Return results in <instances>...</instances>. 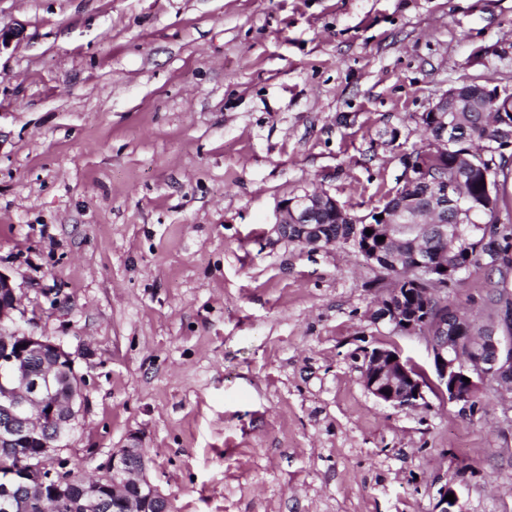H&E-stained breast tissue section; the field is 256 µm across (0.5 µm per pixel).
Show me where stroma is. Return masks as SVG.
Segmentation results:
<instances>
[{
    "label": "stroma",
    "mask_w": 512,
    "mask_h": 512,
    "mask_svg": "<svg viewBox=\"0 0 512 512\" xmlns=\"http://www.w3.org/2000/svg\"><path fill=\"white\" fill-rule=\"evenodd\" d=\"M0 26V271L76 358V475L135 434L173 512H434L448 482L512 512V402L378 401L365 350L427 371L426 336L372 323L353 244L269 233L314 189L367 214L441 93L512 88V0H0ZM499 278L450 306L487 321Z\"/></svg>",
    "instance_id": "obj_1"
}]
</instances>
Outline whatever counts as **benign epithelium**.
Listing matches in <instances>:
<instances>
[{
    "label": "benign epithelium",
    "instance_id": "obj_1",
    "mask_svg": "<svg viewBox=\"0 0 512 512\" xmlns=\"http://www.w3.org/2000/svg\"><path fill=\"white\" fill-rule=\"evenodd\" d=\"M481 99L493 102L512 112V90L491 81L481 86ZM475 98L451 88L444 91L426 113L431 127L441 128L442 137L450 132L448 113L475 112ZM412 195L399 201L396 216L402 220L418 221L416 201L429 198L426 215L432 218L427 230L448 245L465 239L469 226L448 211V201L455 199L456 184L446 180H430L424 168L408 161L404 178ZM325 218L336 223L367 224V216L356 217L344 210L329 193L306 192L278 202L272 231L280 238L318 250L336 242L325 224L314 219ZM360 241L357 235L350 236ZM362 242V241H360ZM361 255L373 264L380 256V246L367 238L362 242ZM446 263L423 257L421 250L413 251L410 264L402 271L398 265L390 268L392 284L384 289L377 309L371 314L374 323H383L395 333L428 332L432 365L436 378L435 389L448 401L471 411L476 405L479 389L487 382L500 385V391L512 396V337L499 336L493 324L484 327L480 336H469L464 328L448 329V316L434 317L427 307H415L407 302L411 295L406 283L448 278ZM20 299L11 277L0 271V456L8 457L18 444L32 435H40L36 447L17 462L21 477L36 475L47 486L39 501L16 504L5 490L0 507L8 510L19 506L26 512L51 509L68 504L72 489L68 480L58 472L62 452L68 447V437L74 429L83 404L82 380L75 370V356L63 345L31 331L7 329L15 321ZM396 360H390V357ZM469 378L466 383L463 378ZM363 385L377 400L394 408L407 409L425 400L426 381L401 351L374 347L365 352L362 365ZM147 460L140 439L131 435L127 443L112 453L105 464L104 475L112 477L113 512H172L169 498L146 477ZM103 484L94 479L84 484L79 501L97 504L103 498ZM456 492L449 482L439 490L434 512H458V502L445 496Z\"/></svg>",
    "mask_w": 512,
    "mask_h": 512
}]
</instances>
